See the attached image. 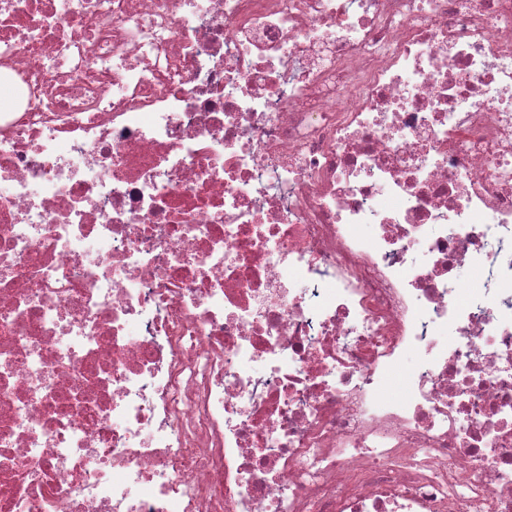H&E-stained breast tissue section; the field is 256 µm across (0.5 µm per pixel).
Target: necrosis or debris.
Listing matches in <instances>:
<instances>
[{
	"label": "necrosis or debris",
	"instance_id": "1",
	"mask_svg": "<svg viewBox=\"0 0 512 512\" xmlns=\"http://www.w3.org/2000/svg\"><path fill=\"white\" fill-rule=\"evenodd\" d=\"M0 85V512H512V0H0Z\"/></svg>",
	"mask_w": 512,
	"mask_h": 512
}]
</instances>
